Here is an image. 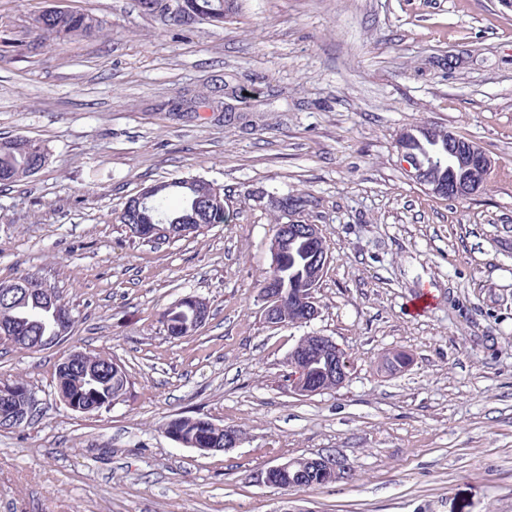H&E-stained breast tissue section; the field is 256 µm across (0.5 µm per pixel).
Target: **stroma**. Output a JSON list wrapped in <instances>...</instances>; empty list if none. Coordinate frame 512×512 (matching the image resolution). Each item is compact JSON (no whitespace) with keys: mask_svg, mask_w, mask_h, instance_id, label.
Returning a JSON list of instances; mask_svg holds the SVG:
<instances>
[{"mask_svg":"<svg viewBox=\"0 0 512 512\" xmlns=\"http://www.w3.org/2000/svg\"><path fill=\"white\" fill-rule=\"evenodd\" d=\"M50 0H0V134L48 163L0 185V282L35 275L74 325L52 347L0 341V381L36 391L28 427L0 431V512H512V10L499 0H238L223 25H175L142 0H58L108 36L36 46ZM233 89L232 119L186 93ZM444 129L494 162L487 187L444 200L407 175L405 130ZM199 176L225 224L151 246L117 216L151 183ZM302 195L328 266L306 325L266 324L258 282L276 213L254 191ZM434 302L407 306L421 289ZM209 304L170 338L160 313ZM330 337L343 386L302 398L285 360ZM114 357L131 387L91 415L55 372L73 349ZM409 354L388 375L384 353ZM242 430L203 453L177 415ZM343 455L314 488L264 484L292 457Z\"/></svg>","mask_w":512,"mask_h":512,"instance_id":"obj_1","label":"stroma"}]
</instances>
